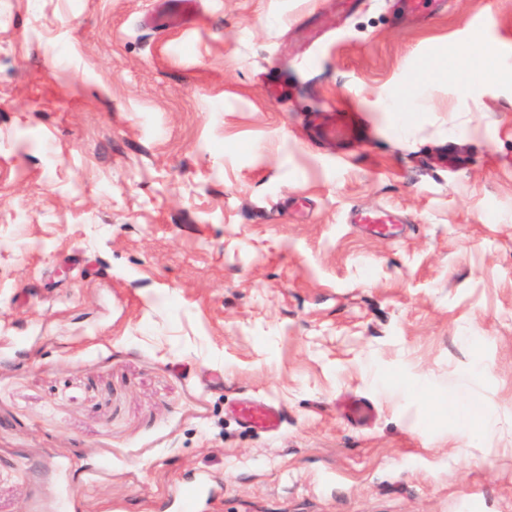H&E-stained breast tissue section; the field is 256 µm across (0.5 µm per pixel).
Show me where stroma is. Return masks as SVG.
<instances>
[{"mask_svg": "<svg viewBox=\"0 0 512 512\" xmlns=\"http://www.w3.org/2000/svg\"><path fill=\"white\" fill-rule=\"evenodd\" d=\"M156 3L0 0V512H512V0ZM171 5L167 19L162 24L166 28L183 27L195 18L196 5L193 0H169ZM488 45L480 47L478 52H459L451 60L442 63L437 77L442 83L457 86L461 91H475L490 80L503 78L510 73L500 64L497 51L496 62L487 54ZM417 86L407 89L404 94L392 95L384 111L387 112H426L424 101L418 96ZM242 423L249 428L275 431L280 425V412L277 407L261 401H249L239 409ZM210 494V481L208 478H199L189 483L186 492L182 497L183 510L185 512H192L195 503L199 499L208 498Z\"/></svg>", "mask_w": 512, "mask_h": 512, "instance_id": "1", "label": "stroma"}]
</instances>
